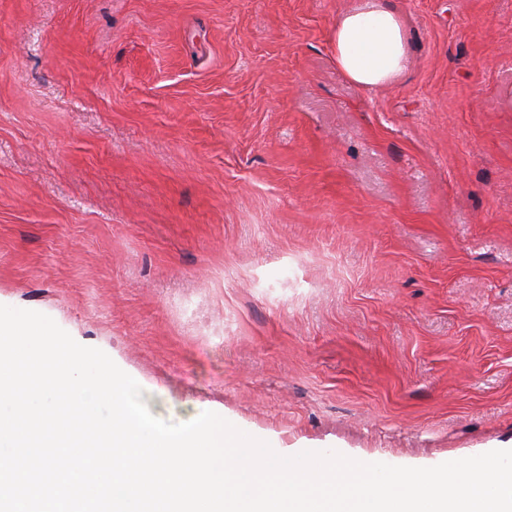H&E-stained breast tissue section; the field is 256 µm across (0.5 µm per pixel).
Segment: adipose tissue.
I'll use <instances>...</instances> for the list:
<instances>
[{"instance_id":"obj_1","label":"adipose tissue","mask_w":512,"mask_h":512,"mask_svg":"<svg viewBox=\"0 0 512 512\" xmlns=\"http://www.w3.org/2000/svg\"><path fill=\"white\" fill-rule=\"evenodd\" d=\"M331 42L337 68L360 88L398 84L409 70L407 25L387 0H357L337 16Z\"/></svg>"}]
</instances>
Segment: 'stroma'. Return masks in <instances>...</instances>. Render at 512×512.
<instances>
[{
    "label": "stroma",
    "mask_w": 512,
    "mask_h": 512,
    "mask_svg": "<svg viewBox=\"0 0 512 512\" xmlns=\"http://www.w3.org/2000/svg\"><path fill=\"white\" fill-rule=\"evenodd\" d=\"M0 0V305L279 455L512 449V0ZM336 67L360 88L398 84L410 66L406 22L387 0H358L331 32Z\"/></svg>",
    "instance_id": "obj_1"
}]
</instances>
